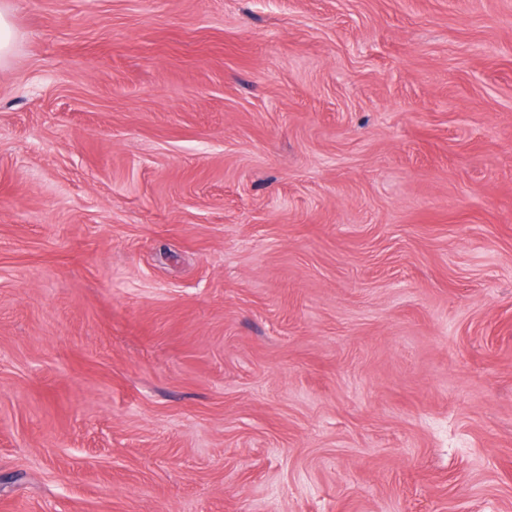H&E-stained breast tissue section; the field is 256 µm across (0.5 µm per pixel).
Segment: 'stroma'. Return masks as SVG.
<instances>
[{"instance_id":"1","label":"stroma","mask_w":512,"mask_h":512,"mask_svg":"<svg viewBox=\"0 0 512 512\" xmlns=\"http://www.w3.org/2000/svg\"><path fill=\"white\" fill-rule=\"evenodd\" d=\"M0 512H512V0H9Z\"/></svg>"}]
</instances>
